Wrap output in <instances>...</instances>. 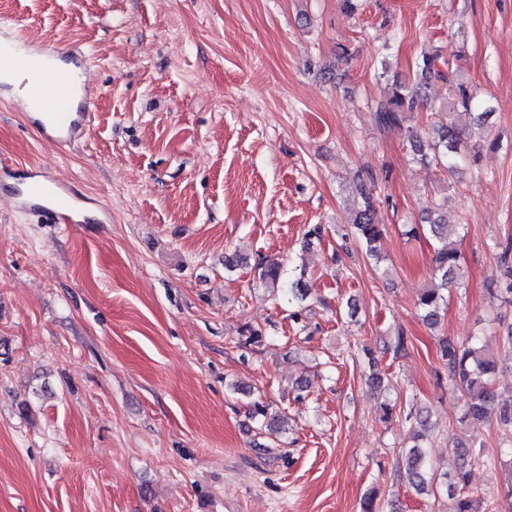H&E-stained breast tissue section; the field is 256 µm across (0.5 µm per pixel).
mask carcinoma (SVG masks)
Wrapping results in <instances>:
<instances>
[{
  "mask_svg": "<svg viewBox=\"0 0 512 512\" xmlns=\"http://www.w3.org/2000/svg\"><path fill=\"white\" fill-rule=\"evenodd\" d=\"M434 83L448 86V105L434 107L428 103L426 90ZM480 104L477 92L469 89L461 80L460 65L443 57L438 51H425L415 61V83L409 87L397 83L392 92L372 106L373 118L381 132L404 130L406 114L419 110L431 112H471ZM488 113L479 112L473 117V125L460 129L453 122L435 128V138L429 148H424L418 133L410 131L407 138L417 162L434 167H443L453 176L461 172V163L471 151L487 137ZM375 177L372 172L359 175V199L354 204L351 228L355 240L369 256H377L376 243L382 236V229L376 223L377 199L373 193ZM429 227L439 246L433 257V272L440 279V287L425 288L418 298L422 319L434 327L440 320L441 310L447 306L448 286L458 283L463 276L460 255L452 236L458 234L459 222H448V218L438 209H428L427 225L411 224L406 234L415 236ZM258 280L269 288L282 290L288 305L300 306L307 298L308 289L301 279H292L284 264L258 257L254 260ZM441 360L444 372L453 386L466 397L464 417L485 418L495 410L496 394L494 377L498 370V360L494 354L477 339L460 344L445 341L441 346ZM251 419L258 430L277 436L286 431L285 417L269 416L268 408L256 401L251 410ZM415 424L413 445L406 449L405 474L408 483L417 491L425 493L438 487L456 498L454 512H481L483 500L466 491L470 471L475 466L493 467L492 460L481 451L471 447L462 453V463L458 469L440 475L428 474L424 467L425 451L421 440L431 430L427 418L410 410L405 417Z\"/></svg>",
  "mask_w": 512,
  "mask_h": 512,
  "instance_id": "obj_1",
  "label": "carcinoma"
}]
</instances>
